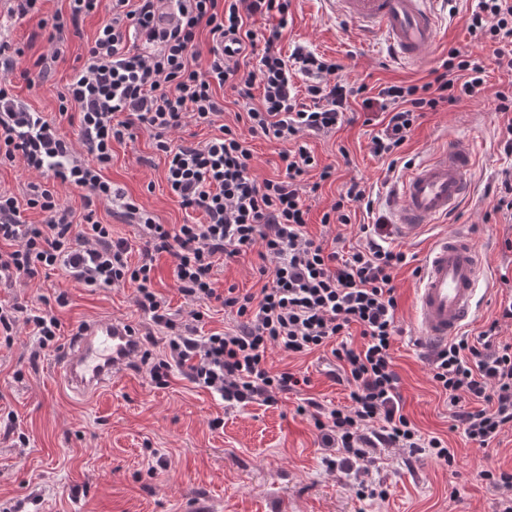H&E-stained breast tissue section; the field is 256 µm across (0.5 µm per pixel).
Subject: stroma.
Wrapping results in <instances>:
<instances>
[{"mask_svg": "<svg viewBox=\"0 0 512 512\" xmlns=\"http://www.w3.org/2000/svg\"><path fill=\"white\" fill-rule=\"evenodd\" d=\"M475 6L476 0H437L439 38L415 67L396 62L383 37L365 36L353 22L332 13L324 0H292L282 36L285 50L306 45L339 61L348 82L373 89L385 83L426 82L452 45L468 47L484 64L482 95L425 113L396 167L373 155L375 128L359 121L307 140L321 163L337 168L335 181L309 199L308 230L315 236L322 231L323 213L349 180L363 182L375 209L388 216L409 164L450 141L477 145L474 189L459 212L413 235L396 231L389 238L391 246L421 259L434 239L452 232L470 234L487 259L491 288L468 324L473 333L499 311L501 276L512 278V250L504 245L512 236V221L486 214L488 190L504 170L512 171V156L497 148L503 122L488 103L496 91L512 85V73L494 63L490 44L469 36ZM7 7L0 0V39L25 47L23 64L31 66L48 51V32L37 19H11ZM100 22V16H91L78 31L67 33L68 49L44 82L32 86L21 73L9 76L15 100L56 122L72 141L78 127L60 116V96L74 68L84 62ZM164 168L150 131L141 127L133 138L113 145L105 176L157 222H203L201 212L182 209L170 196ZM417 282L408 267L394 280L403 334L392 353L404 412L423 434L440 437L453 448L456 467L448 469L427 455L410 457L404 448L385 449L371 475L374 487L387 493L382 500L359 497L353 477L327 469L312 419L297 411L306 396L330 407L347 404L348 389L327 374L330 351L300 357L271 348L269 367L311 379L302 393L280 396L271 406L225 407L218 395L197 387L177 368L168 386L156 387L136 357L110 387L80 399L56 368L81 325L115 318L152 335L154 355L166 351L165 336L137 310L133 286L92 289L65 272L51 271L0 287V302L49 312L60 323L55 350L40 349L31 326L22 322L14 327L11 342L0 344V512H191L196 506L203 512H502L505 491L481 480L479 473L512 469V429L487 450L451 431V411L431 381L428 350L415 323ZM61 295L66 298L62 304L57 301ZM217 418L222 427H213Z\"/></svg>", "mask_w": 512, "mask_h": 512, "instance_id": "stroma-1", "label": "stroma"}]
</instances>
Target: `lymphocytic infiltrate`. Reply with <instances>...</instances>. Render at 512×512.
Returning a JSON list of instances; mask_svg holds the SVG:
<instances>
[{
  "label": "lymphocytic infiltrate",
  "mask_w": 512,
  "mask_h": 512,
  "mask_svg": "<svg viewBox=\"0 0 512 512\" xmlns=\"http://www.w3.org/2000/svg\"><path fill=\"white\" fill-rule=\"evenodd\" d=\"M290 5L291 0H69L68 12L43 17L50 49L33 63L38 81L59 58L66 31L78 28L85 16L106 14L88 62L62 96L77 111L79 140L68 141L37 113L15 106L1 85L0 155L23 158L28 168L83 188V210L75 212L38 183L20 197L0 191V242L9 244L0 250V284L60 268L90 288L134 285L138 310L167 335V358L152 360L147 351L141 356L152 382L168 385L176 366L230 406L273 405L279 395L309 385V377L270 371L269 348L299 355L330 348L350 403L327 408L309 397L305 404L313 411L320 446L334 449L343 469L369 472L384 448L454 464L455 454L443 440L422 435L404 414L390 353L401 333L394 280L415 256L388 244L387 218L375 212L366 187L355 179L321 223L347 224L353 208L363 209L372 217L360 227L364 244L338 250L309 234L308 197L332 180L336 169L320 164L303 138L335 131L357 103L366 122L378 128L373 154L392 158L424 113L478 95L485 69L465 47L452 46L432 68L430 81L386 85L370 96L366 85L340 78L341 64L301 45L284 51ZM257 16L271 19V27L252 29ZM203 29L215 43L205 60L198 50ZM468 32L491 43L498 67L512 72V0H478ZM224 41L232 43L231 52L221 50ZM299 76L305 77V88H297ZM224 86L244 99L252 98L254 87L262 89L260 103L245 112L244 127L218 125V135L207 141H176L175 132L188 122L211 125L223 114L215 91ZM139 127L150 130L165 155L172 197L183 209L202 211L206 221L160 224L126 204L122 220L138 224L144 239L133 263L131 244L113 238L94 205L119 197L103 172L112 163L113 143ZM256 136L281 146L276 178L260 181L252 174L250 140ZM78 143L92 155V164L77 160ZM313 172L318 179L312 183ZM28 210L44 214V222L26 223ZM253 253L261 260V288L244 295L232 288L217 292L220 267ZM163 255L173 260L186 303L178 320L154 286L155 261ZM212 305L233 316L235 326L200 335L202 309ZM20 320L32 326L40 349L53 347L60 330L55 316H25L20 306L0 305L1 332L11 333ZM509 321L512 295L478 335L453 337L428 359L432 380L453 410V430L481 448L512 426V341L501 337V326ZM355 327L362 337L357 347L345 340Z\"/></svg>",
  "instance_id": "obj_1"
}]
</instances>
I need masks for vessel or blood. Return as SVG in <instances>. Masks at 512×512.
<instances>
[{
  "mask_svg": "<svg viewBox=\"0 0 512 512\" xmlns=\"http://www.w3.org/2000/svg\"><path fill=\"white\" fill-rule=\"evenodd\" d=\"M436 0H333L334 9L362 29L382 36L395 58L420 63L437 41ZM476 153L451 144L439 148L400 181L393 197L397 225L409 233L427 221L455 214L472 187ZM487 266L473 240L454 233L433 241L416 291L418 333L428 347L457 335L475 315ZM139 349L127 323L110 319L86 324L58 370L77 395L110 385Z\"/></svg>",
  "mask_w": 512,
  "mask_h": 512,
  "instance_id": "1",
  "label": "vessel or blood"
}]
</instances>
